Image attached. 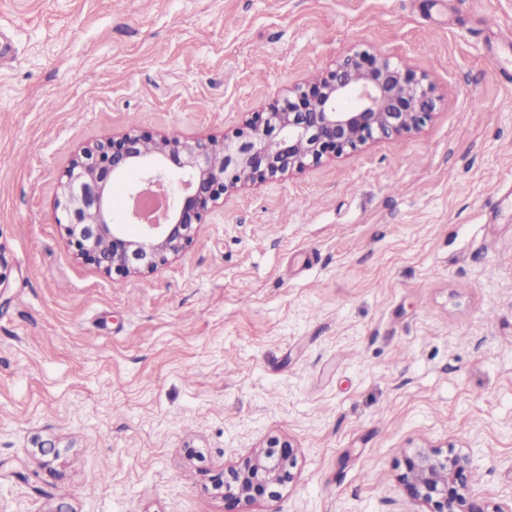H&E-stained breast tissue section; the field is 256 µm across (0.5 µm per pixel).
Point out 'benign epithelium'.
Masks as SVG:
<instances>
[{"label":"benign epithelium","instance_id":"7a95c632","mask_svg":"<svg viewBox=\"0 0 512 512\" xmlns=\"http://www.w3.org/2000/svg\"><path fill=\"white\" fill-rule=\"evenodd\" d=\"M436 106L427 74L358 46L251 113L231 136L191 142L130 130L82 147L60 180L57 223L83 263L107 276L149 275L192 243L195 225L226 194L410 135L431 121ZM117 183L134 201L148 188L168 191L170 213L144 223L135 205L115 212ZM296 451L290 441L272 439L220 473L214 489L235 503L275 501L294 480ZM478 461L471 451L418 448L405 457L400 482L426 512H505L492 501L474 507Z\"/></svg>","mask_w":512,"mask_h":512}]
</instances>
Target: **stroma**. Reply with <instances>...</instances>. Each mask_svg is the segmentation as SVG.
<instances>
[{
    "label": "stroma",
    "mask_w": 512,
    "mask_h": 512,
    "mask_svg": "<svg viewBox=\"0 0 512 512\" xmlns=\"http://www.w3.org/2000/svg\"><path fill=\"white\" fill-rule=\"evenodd\" d=\"M0 36V460L52 490L0 469V512H422L431 445L512 506V0H0ZM358 43L429 75L419 132L226 197L149 277L73 260L79 147L232 134ZM273 437L293 483L226 502Z\"/></svg>",
    "instance_id": "35a3bbf8"
}]
</instances>
